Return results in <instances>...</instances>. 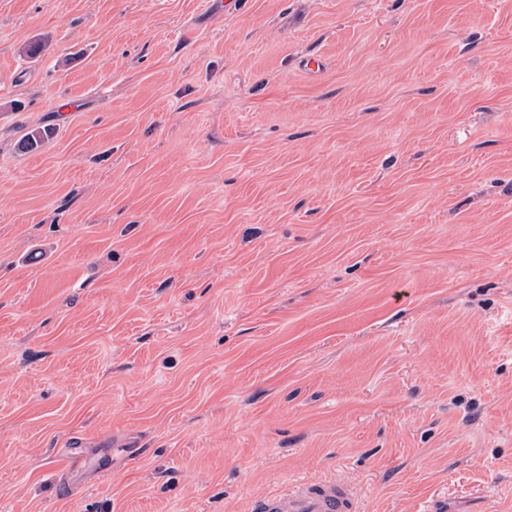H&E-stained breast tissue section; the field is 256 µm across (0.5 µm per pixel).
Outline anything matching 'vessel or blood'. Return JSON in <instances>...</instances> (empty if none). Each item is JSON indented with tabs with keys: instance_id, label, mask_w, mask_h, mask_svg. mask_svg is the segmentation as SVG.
Segmentation results:
<instances>
[{
	"instance_id": "b4317fda",
	"label": "vessel or blood",
	"mask_w": 512,
	"mask_h": 512,
	"mask_svg": "<svg viewBox=\"0 0 512 512\" xmlns=\"http://www.w3.org/2000/svg\"><path fill=\"white\" fill-rule=\"evenodd\" d=\"M258 512H361L352 486L342 479H311L261 499Z\"/></svg>"
}]
</instances>
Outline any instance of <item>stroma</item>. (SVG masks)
Instances as JSON below:
<instances>
[{
	"instance_id": "1",
	"label": "stroma",
	"mask_w": 512,
	"mask_h": 512,
	"mask_svg": "<svg viewBox=\"0 0 512 512\" xmlns=\"http://www.w3.org/2000/svg\"><path fill=\"white\" fill-rule=\"evenodd\" d=\"M336 475L512 512V0H0V512Z\"/></svg>"
}]
</instances>
